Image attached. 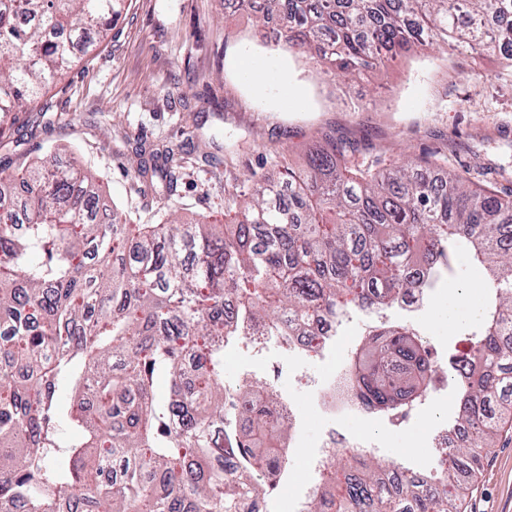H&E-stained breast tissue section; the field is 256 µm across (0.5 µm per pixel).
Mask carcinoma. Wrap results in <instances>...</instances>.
<instances>
[{
    "instance_id": "1",
    "label": "carcinoma",
    "mask_w": 512,
    "mask_h": 512,
    "mask_svg": "<svg viewBox=\"0 0 512 512\" xmlns=\"http://www.w3.org/2000/svg\"><path fill=\"white\" fill-rule=\"evenodd\" d=\"M126 0H0V112H20L103 37ZM277 44L344 81L417 48L500 54L512 68V0H262ZM367 144L325 134L272 182L250 171L226 224L102 216L95 177L50 156L0 166V512H256L288 466L291 422L254 381L224 384V347L308 333L483 271L482 329L453 357L456 423L434 479L352 453L326 463L305 512H460L468 478L512 418V190L438 164L393 170ZM25 225L20 233L16 225ZM357 405L416 403L431 346L380 323L346 367ZM170 394L158 400L156 380Z\"/></svg>"
}]
</instances>
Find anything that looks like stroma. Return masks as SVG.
<instances>
[{
	"label": "stroma",
	"instance_id": "stroma-1",
	"mask_svg": "<svg viewBox=\"0 0 512 512\" xmlns=\"http://www.w3.org/2000/svg\"><path fill=\"white\" fill-rule=\"evenodd\" d=\"M29 111L0 116V160L22 167L54 154L103 176L99 206L119 205L135 224H157L176 213L183 221H224V199L251 170L274 176L276 158L303 163L321 133L369 142L382 166L405 160L438 162L458 171L495 168L500 188H512V69L486 58L421 51L387 73L355 83L342 96L317 75L311 60L255 35L251 21L225 9L224 0H128L102 41ZM486 71L483 79L475 70ZM173 146L181 151L171 193L136 178L137 162ZM480 267L459 254L455 272L440 280L413 326L443 360H450L478 322L448 326V291L476 287ZM368 319L357 312L318 354L270 345L267 361L235 350L224 356V379L270 378L294 404L305 448L322 438L327 420L312 406L310 386L343 368L360 344ZM435 404H423L415 425H391L383 412L339 417L348 432L379 445V466L396 461L420 474L435 472L427 441L453 415V382H440ZM461 512H512V426L502 430L477 472Z\"/></svg>",
	"mask_w": 512,
	"mask_h": 512
}]
</instances>
